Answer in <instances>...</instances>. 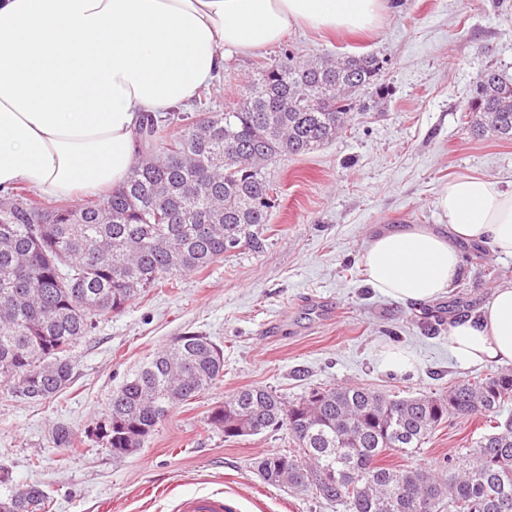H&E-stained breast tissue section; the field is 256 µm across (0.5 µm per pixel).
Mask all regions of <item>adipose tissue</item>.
I'll return each mask as SVG.
<instances>
[{"mask_svg":"<svg viewBox=\"0 0 512 512\" xmlns=\"http://www.w3.org/2000/svg\"><path fill=\"white\" fill-rule=\"evenodd\" d=\"M389 0H0V188L75 199L123 183L143 116L189 106L228 55L279 44L298 26L371 30ZM436 207L447 232L416 224L378 235L367 284L403 304L441 299L463 270L460 243L512 257V191L450 179ZM463 366L512 364V282L448 332Z\"/></svg>","mask_w":512,"mask_h":512,"instance_id":"ef3b65f1","label":"adipose tissue"}]
</instances>
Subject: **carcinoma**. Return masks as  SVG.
<instances>
[{"label": "carcinoma", "instance_id": "cac0c4a2", "mask_svg": "<svg viewBox=\"0 0 512 512\" xmlns=\"http://www.w3.org/2000/svg\"><path fill=\"white\" fill-rule=\"evenodd\" d=\"M373 53L264 65L236 103L195 120L181 108L146 115L123 184L80 205L17 192L0 199V379L42 403L70 384L73 344L93 318L120 312L147 289L201 272L237 248L263 247L273 187L266 170L336 139L378 85ZM462 111L478 135L512 140V75L488 66ZM206 336L176 337L126 379L99 426L111 449L142 448L172 410L224 377ZM512 370L455 385L445 395L389 398L361 385L314 390L288 402L242 387L212 409L226 438L285 429L295 443L255 462L273 486L342 505L345 512H512ZM479 416L490 431L439 470L382 463L416 453L449 419ZM32 485L0 512H50Z\"/></svg>", "mask_w": 512, "mask_h": 512}]
</instances>
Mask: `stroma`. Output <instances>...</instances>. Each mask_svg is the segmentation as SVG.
Listing matches in <instances>:
<instances>
[{"label":"stroma","instance_id":"stroma-1","mask_svg":"<svg viewBox=\"0 0 512 512\" xmlns=\"http://www.w3.org/2000/svg\"><path fill=\"white\" fill-rule=\"evenodd\" d=\"M396 2L365 34L295 29L282 44L228 57L193 117L223 111L261 63L288 49L306 57L384 58V95L364 91L370 110L335 140L269 165L278 198L262 251L240 247L201 273L97 317L69 352L73 379L57 399L28 403L0 385V467L12 477L0 484V497L38 485L53 498L51 512H173L177 498L220 491L235 512H344L258 477L256 458L292 448L287 431L228 439L209 426L210 410L245 386L296 401L316 388L359 383L403 398L443 394L497 371L494 363H457L448 331L512 281L511 257L485 244L462 246L464 276L449 295L405 306L364 283L362 256L381 233L412 224L443 229L435 200L451 178L512 184V141L476 135L461 112L484 68L512 74V0ZM190 334L222 349L223 378L173 410L144 448L114 456L91 434L106 419L113 391L175 337ZM388 348L408 351L410 369L387 368L381 353ZM60 424L72 431L76 450L54 447ZM483 432L477 420L456 417L419 452H393L387 462L434 468L465 455Z\"/></svg>","mask_w":512,"mask_h":512}]
</instances>
